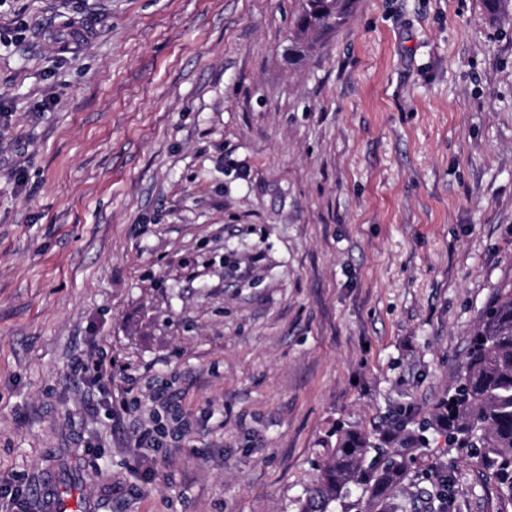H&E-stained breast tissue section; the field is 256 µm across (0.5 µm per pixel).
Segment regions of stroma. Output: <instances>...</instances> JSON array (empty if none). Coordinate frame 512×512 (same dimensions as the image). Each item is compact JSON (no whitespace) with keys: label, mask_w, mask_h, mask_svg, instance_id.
Here are the masks:
<instances>
[{"label":"stroma","mask_w":512,"mask_h":512,"mask_svg":"<svg viewBox=\"0 0 512 512\" xmlns=\"http://www.w3.org/2000/svg\"><path fill=\"white\" fill-rule=\"evenodd\" d=\"M298 6L0 0V512H291L447 393L512 278V13L358 0L292 60Z\"/></svg>","instance_id":"1"}]
</instances>
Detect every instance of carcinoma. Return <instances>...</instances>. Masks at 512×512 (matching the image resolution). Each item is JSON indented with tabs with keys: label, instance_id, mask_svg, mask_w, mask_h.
Returning a JSON list of instances; mask_svg holds the SVG:
<instances>
[{
	"label": "carcinoma",
	"instance_id": "obj_1",
	"mask_svg": "<svg viewBox=\"0 0 512 512\" xmlns=\"http://www.w3.org/2000/svg\"><path fill=\"white\" fill-rule=\"evenodd\" d=\"M353 0H300L291 54L300 57L323 34L345 23ZM446 435L448 447L465 448L468 460L493 484L498 512H512V280L503 281L479 312L464 358L448 393L424 419L406 416L375 438L338 427L335 443L313 462L317 479L294 500L293 512H416L403 498L405 482H420L429 512H448L455 494L448 465L425 459L427 433Z\"/></svg>",
	"mask_w": 512,
	"mask_h": 512
}]
</instances>
